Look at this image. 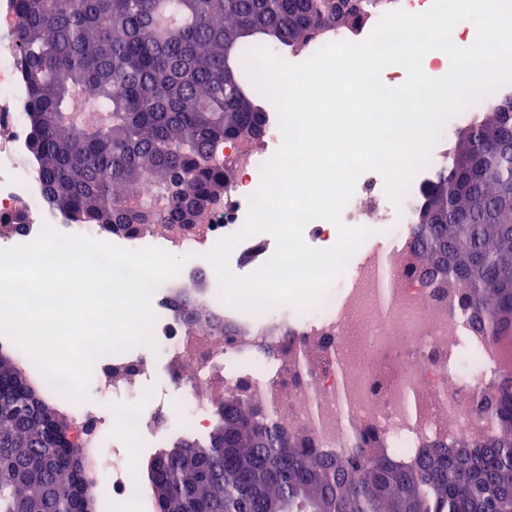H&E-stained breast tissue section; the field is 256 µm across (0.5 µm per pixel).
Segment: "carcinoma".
Returning <instances> with one entry per match:
<instances>
[{
  "instance_id": "carcinoma-1",
  "label": "carcinoma",
  "mask_w": 512,
  "mask_h": 512,
  "mask_svg": "<svg viewBox=\"0 0 512 512\" xmlns=\"http://www.w3.org/2000/svg\"><path fill=\"white\" fill-rule=\"evenodd\" d=\"M14 38L29 98V149L53 212L112 234L201 223L224 203L219 149L259 139L265 95L246 67L256 39L299 48L355 27L380 0H16ZM426 280L488 336L512 329V98L470 125L411 211ZM0 357V446L40 471V487L0 467V512L25 498L73 512L82 474L16 395ZM497 431L457 448L436 442L413 467L374 435L326 457L285 430L273 404L224 398L204 440L158 460L159 512H512V379L499 386Z\"/></svg>"
}]
</instances>
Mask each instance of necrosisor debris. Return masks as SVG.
<instances>
[{"mask_svg":"<svg viewBox=\"0 0 512 512\" xmlns=\"http://www.w3.org/2000/svg\"><path fill=\"white\" fill-rule=\"evenodd\" d=\"M14 0H0V222L24 213L27 237L54 215L44 202L39 163L28 151L27 103L19 80L12 31ZM264 150L253 142L229 146L234 180L223 209L205 224L142 231L125 237L127 249L151 245L182 253L210 251L244 224L261 168L283 137L278 120L266 127ZM429 176L419 169L400 205H387L378 224L346 264L331 305H282L261 312L219 296L216 274L193 298L204 313L247 327L245 335L213 334L205 325L175 320L164 290L152 298L153 345L96 359L94 395L59 394L73 419L79 448L115 449L105 493L113 512L143 500L149 483L128 462L127 447L163 448L169 439L207 436L214 423L211 390L244 391L276 402L286 426L313 441L320 453L353 447L361 432L379 434L395 462L414 464L434 441L458 445L494 432L492 409L501 381L512 377V331L489 337L448 294L429 288L408 248L406 217ZM284 332H273L270 317ZM469 373H461L460 362ZM162 367L163 388L135 382L148 366Z\"/></svg>","mask_w":512,"mask_h":512,"instance_id":"obj_1","label":"necrosis or debris"}]
</instances>
